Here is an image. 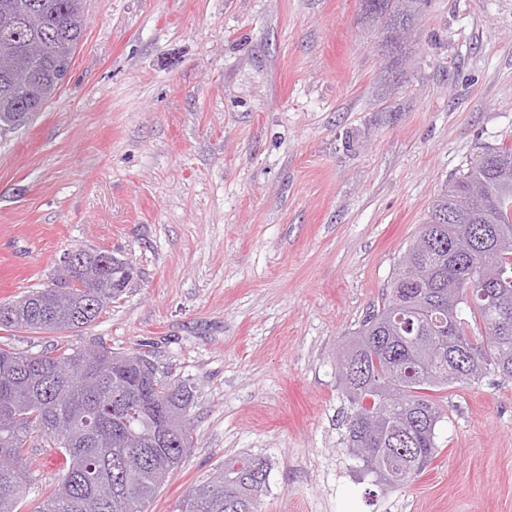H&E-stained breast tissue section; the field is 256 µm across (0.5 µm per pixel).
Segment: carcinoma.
Returning <instances> with one entry per match:
<instances>
[{
  "mask_svg": "<svg viewBox=\"0 0 512 512\" xmlns=\"http://www.w3.org/2000/svg\"><path fill=\"white\" fill-rule=\"evenodd\" d=\"M84 0H0V127L19 128L65 79L85 30ZM421 0H377L387 46L416 24ZM37 75L12 86L10 66ZM385 301L348 334L338 377L351 405L347 450L388 485L408 484L433 459L443 418L430 391L495 373L512 378V145L488 147L431 204ZM62 288L0 301V331H77L122 295L127 263L107 251L69 252ZM482 325L477 334L474 327ZM57 345L38 354L0 347V512H17L32 481L28 443L63 460L37 512H146L194 447L192 398L141 355ZM267 464L249 454L211 472L179 512H260Z\"/></svg>",
  "mask_w": 512,
  "mask_h": 512,
  "instance_id": "1",
  "label": "carcinoma"
}]
</instances>
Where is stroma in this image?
<instances>
[{"label": "stroma", "mask_w": 512, "mask_h": 512, "mask_svg": "<svg viewBox=\"0 0 512 512\" xmlns=\"http://www.w3.org/2000/svg\"><path fill=\"white\" fill-rule=\"evenodd\" d=\"M57 96L0 140V300L70 250L135 270L91 326L16 333L139 353L193 394L195 446L148 512L224 459L268 467L262 512H512V379L435 399L407 486L346 450L336 356L447 181L512 142V0H425L397 64L359 0H85ZM37 479L61 461L33 449Z\"/></svg>", "instance_id": "35a3bbf8"}]
</instances>
